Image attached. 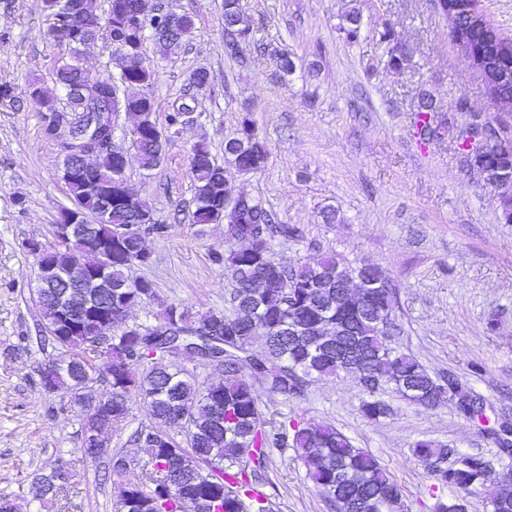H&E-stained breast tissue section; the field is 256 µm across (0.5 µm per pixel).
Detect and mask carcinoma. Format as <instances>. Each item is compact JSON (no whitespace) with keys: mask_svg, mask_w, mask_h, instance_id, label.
I'll list each match as a JSON object with an SVG mask.
<instances>
[{"mask_svg":"<svg viewBox=\"0 0 512 512\" xmlns=\"http://www.w3.org/2000/svg\"><path fill=\"white\" fill-rule=\"evenodd\" d=\"M472 2L473 20L460 28L464 42L478 48L487 93L495 101L512 104V41L502 39ZM224 26L231 28L245 46L256 43L253 25L247 19L240 0H224ZM194 20L181 15L175 31L157 40L165 52L182 47L192 33ZM361 17L355 10L345 16L342 30L347 40L358 38ZM105 32L116 49L131 53L142 51L152 28L142 26L127 30L114 9L108 19L96 13L81 16L67 26V35L97 36ZM157 73L151 66L123 60L118 75L107 74L84 81L80 53L70 52L55 70L54 88L38 79L28 81L27 93L38 111L44 114L43 134L52 138V122L65 116L75 124L84 122L88 113L99 108L112 110L117 104L132 113V130L138 143L137 156L145 171L158 167L168 144L179 134L180 112L189 107L183 102L168 115L164 134L152 120L154 102L142 89L151 87ZM64 114H59V111ZM432 104L418 112L415 126L422 140L438 137L441 124L436 121ZM238 145L224 150V160L239 172L254 174L268 162V151L260 139L251 114L241 117ZM458 150L471 159V165L499 176L512 175V140L489 153L476 152L472 138L461 136ZM80 157L63 153V179L80 222L90 225L92 234L75 237L68 250L58 252L54 261L64 264L70 251L89 252L94 244L112 237V300L102 307L112 313V322L120 334L112 337V349L92 344L90 317L77 316L84 325L75 336H45L61 350L56 363L61 370L51 379L40 377L48 392H60L82 416V441L86 444L92 414L79 393V382L99 380L105 389L98 395L112 402V424L125 421L129 402L138 399L146 405L153 420L150 426L136 430L134 445L143 444L150 457L142 465L141 477L127 484L120 499L122 512H265L267 495L264 472L273 448H292L306 467L313 489L333 512H400L401 491L379 461L368 451L355 447L350 439L332 426L284 419L270 422L260 408L254 383L284 398L302 396L309 384L329 376H350L367 395L361 411L371 419L389 413L379 395L391 391L416 404L434 407L455 393L471 392L468 384L455 379L448 388L441 378L431 375L399 344L402 333L398 314V288L379 265L361 262L346 264L333 255L312 258L300 267L274 258L272 242L299 237V229L290 224L274 223L272 210L262 201L247 195L229 207L225 203L227 184L224 166L216 163L203 140L191 146V170L195 182L192 222L199 226L225 224L228 240L240 243L215 257L232 275L234 288L229 303L230 315L208 310L193 313L179 303L166 306L159 324L125 326L128 311L155 296L154 283L146 278L131 280V265L147 266L151 253L142 239L131 233L126 237L117 230L144 226L148 235L162 238L169 225L152 221L151 206L134 193L128 199L113 197L112 210L103 217L100 192L92 185L101 181V173L117 169L122 160L115 153L99 159L100 169L85 172L80 183L69 178ZM359 279L380 282L383 288H367L363 295L353 294L348 285ZM72 289V283L45 278L37 290L44 327L51 331L60 322L58 294ZM196 334L224 337V353L216 364L224 379L201 386L193 373L184 368L170 369L160 364L166 352L183 343L198 340L184 336L182 329ZM262 338L260 353L253 352L256 338ZM112 358V379H101L99 360ZM149 364L135 375L133 366ZM189 411V439L181 447L169 427L180 423L178 410ZM419 462L429 468L446 461L453 453L431 441H419L412 449ZM68 471L60 468L49 476L35 478L36 495L41 500L56 493L58 483L67 480ZM439 480L454 492L439 499L433 512H467L466 496L484 491L491 512H512V466L498 478L499 488L488 486L489 470L484 457L470 455L457 465L438 471Z\"/></svg>","mask_w":512,"mask_h":512,"instance_id":"carcinoma-1","label":"carcinoma"}]
</instances>
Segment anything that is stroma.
<instances>
[{
  "instance_id": "1",
  "label": "stroma",
  "mask_w": 512,
  "mask_h": 512,
  "mask_svg": "<svg viewBox=\"0 0 512 512\" xmlns=\"http://www.w3.org/2000/svg\"><path fill=\"white\" fill-rule=\"evenodd\" d=\"M166 2L172 12L193 16L195 28L175 54L144 44L145 63L159 71L150 90L153 119L166 128L173 108L189 100L200 116L168 145L156 169L143 171L137 156L129 158L132 190L169 226L167 236L146 240L153 264L129 271L152 280L156 291L153 301L129 311V323H156L173 302L231 313V274L213 260L226 246V228L200 231L192 222L189 149L206 138L223 162L225 139L251 113L267 165L244 175L225 164L224 177L232 194L262 200L281 223L299 228L298 239L275 242V258L297 265L329 253L382 266L399 285L404 346L430 373L466 378L485 400L489 421L466 419L451 402L425 409L393 394L386 397L390 415L371 420L346 375L288 400L260 391L263 412L334 426L369 450L400 486L405 512H432L436 497L448 493L413 457L418 440L482 455L501 472L512 457L486 426L512 422V224L501 221L497 191L464 161L455 137L476 117L512 126V110L491 100L433 0H242L265 49L235 56L224 51V0ZM352 10L360 12L362 29L349 42L339 26ZM46 28L42 0H0V85L13 92L0 99V497L17 512H117L122 490L148 457L130 441L151 423L146 407L131 401L125 421L107 434L110 456L92 463L79 451L80 417L66 398L39 384L40 369L59 349L38 340V265L24 243L53 241L69 203L60 147L44 137L41 114L25 94L28 79L54 84L61 50ZM393 45L413 51L397 69L389 63ZM280 54L293 60L291 73L277 70ZM199 67L209 71V84L189 86ZM429 100L452 123L423 144L414 122ZM461 100L467 111H457ZM327 209L335 210V223L324 222ZM115 452L130 460L127 472H113ZM63 462L68 483L42 503L31 491L33 477ZM266 476L274 512H331L293 449H272Z\"/></svg>"
}]
</instances>
